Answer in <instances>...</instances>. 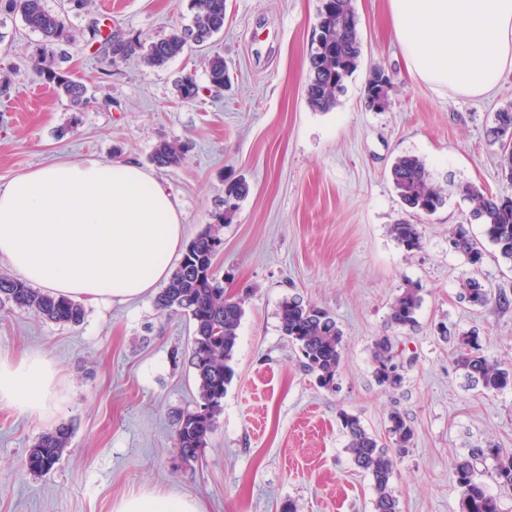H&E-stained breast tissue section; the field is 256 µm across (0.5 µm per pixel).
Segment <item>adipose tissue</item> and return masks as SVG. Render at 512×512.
<instances>
[{
  "mask_svg": "<svg viewBox=\"0 0 512 512\" xmlns=\"http://www.w3.org/2000/svg\"><path fill=\"white\" fill-rule=\"evenodd\" d=\"M390 34L408 72L433 90L476 98L512 74V0H388ZM182 212L132 160L59 162L0 185V261L24 281L98 306L170 278ZM45 355L0 357V407L51 419L63 399ZM112 512H204L193 497L143 491Z\"/></svg>",
  "mask_w": 512,
  "mask_h": 512,
  "instance_id": "1",
  "label": "adipose tissue"
}]
</instances>
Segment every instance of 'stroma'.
<instances>
[{"label": "stroma", "instance_id": "1", "mask_svg": "<svg viewBox=\"0 0 512 512\" xmlns=\"http://www.w3.org/2000/svg\"><path fill=\"white\" fill-rule=\"evenodd\" d=\"M354 6L362 55L328 112L304 97L320 0H226L223 32L162 68L136 56L109 63L87 27L101 18L148 42L190 24L192 0H89L69 14L75 43L55 48L87 87L81 111L34 71L40 35L20 14L0 13V185L62 160L131 159L169 189L189 240L223 211L227 183L249 186L216 257L225 294L243 302L234 377L198 464L187 468L173 441L176 414L197 399L184 317L158 311L150 295L86 307L76 326L0 301V355L45 353L64 393L48 421L0 411V512H111L145 490L192 496L205 512H372V481L345 449L344 412L380 436L391 412L406 417L414 437L392 478L400 512H459L455 462L477 444L512 450V390L482 393L452 355L456 337L473 331L488 356L512 365V306L462 301L466 259L448 247L457 224L483 237L457 185L503 189L488 132L512 107V74L482 98L434 91L407 74L387 0ZM211 53L229 71L218 94L204 64ZM375 66L392 77L382 111L365 104ZM189 74L200 94L185 103L176 83ZM162 140L188 145L180 166L153 169ZM403 154L456 184L420 218L424 247L414 254L389 233L407 217L390 178ZM412 284L422 296L417 323L390 328V304ZM292 295L329 311L344 333L335 390L317 385L279 331L278 306ZM384 335L403 366L396 390L373 373V343ZM59 426L71 431L60 462L30 473L29 448Z\"/></svg>", "mask_w": 512, "mask_h": 512}]
</instances>
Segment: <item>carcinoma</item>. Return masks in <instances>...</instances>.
Returning <instances> with one entry per match:
<instances>
[{
	"label": "carcinoma",
	"mask_w": 512,
	"mask_h": 512,
	"mask_svg": "<svg viewBox=\"0 0 512 512\" xmlns=\"http://www.w3.org/2000/svg\"><path fill=\"white\" fill-rule=\"evenodd\" d=\"M226 0H194L192 23L175 29L147 45L137 37L103 34L101 22L88 26L92 40H101L111 61L125 60L142 51L141 58L151 67H163L182 54L191 44L189 35L197 33L210 39L224 29ZM68 8L52 12L45 0H0V12L21 14L26 26L42 35L49 43L67 36L66 18L70 11L85 8L86 0H67ZM319 39L309 57L310 78L305 100L311 110L328 112L336 107L338 95L345 90V81L357 69L361 43L357 31L354 0H321L318 12ZM36 73L42 81L66 97L70 105L80 109L89 103L87 88L72 74L59 67L48 48H41L34 57ZM209 85L219 92L228 77L224 57H206ZM391 77L380 68L373 69L366 82L365 92L370 108L384 110L388 105ZM178 97L187 103L199 97L200 87L186 76L176 85ZM502 176L512 186V147L500 145ZM186 155L185 145L176 141L158 142L151 162L159 169L179 166ZM394 190L405 210L413 215L428 216L445 202V188L433 177L417 156L405 154L396 158L391 168ZM457 191L473 203L472 217L481 224L487 240L495 245L502 257L512 260V205L503 202L504 194H493L464 184ZM247 186L239 180L224 189V213L216 216V226L197 235L188 245L181 261L167 284L155 296L154 304L162 312L189 318L193 331L189 340L190 363L195 370L198 401L192 410L180 412L175 419V445L184 464L197 461L208 444L218 416L223 410L224 394L232 381L230 365L237 344L238 329L244 314L240 301L224 294V281L215 267L214 245L222 244L219 225L238 208ZM390 235L408 254L423 249L419 225L402 221L390 225ZM454 251L462 254L470 271L460 279L461 297L472 306L485 307L496 300L502 306L512 302L502 293L494 296L478 278L485 256L482 245L461 225L448 236ZM0 299L28 309L41 318L70 325L84 319V308L64 297L31 287L25 281L0 274ZM420 289H403L392 301L388 323L394 328H411L421 305ZM280 331L296 345L303 365L316 376L322 388L336 384L343 356V332L336 319L326 310L305 304L297 297L284 300L279 306ZM454 361L467 378L487 393L512 389V367L488 357L474 332L456 340ZM392 339L377 338L373 344L374 376L377 382L398 389L403 382L400 365L395 362ZM343 429L348 437L346 450L354 464L372 480L375 497L373 512H400L398 498L391 486L397 460L408 452L413 430L405 416L395 411L389 416L388 441L379 442L369 433L358 417L341 414ZM70 431L58 427L43 434L29 449L26 467L32 473H47L61 460L70 443ZM491 458L495 461V478L499 486L512 490V452L494 445L476 448L472 458L454 465L456 487L460 492L461 512H501L498 499L491 495L479 480L473 460Z\"/></svg>",
	"instance_id": "carcinoma-1"
}]
</instances>
